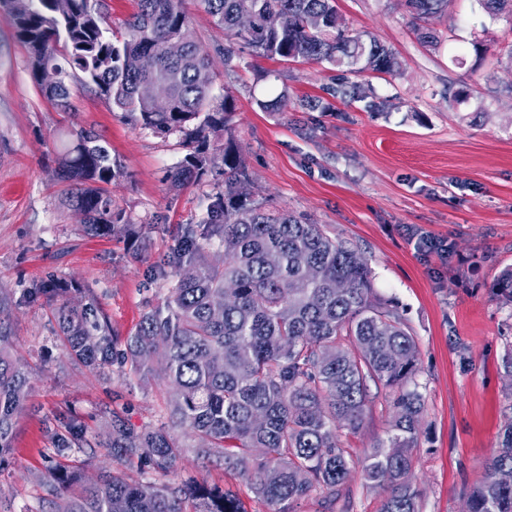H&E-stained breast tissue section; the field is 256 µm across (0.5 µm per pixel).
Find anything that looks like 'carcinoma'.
<instances>
[{"label": "carcinoma", "instance_id": "1", "mask_svg": "<svg viewBox=\"0 0 512 512\" xmlns=\"http://www.w3.org/2000/svg\"><path fill=\"white\" fill-rule=\"evenodd\" d=\"M138 10L115 31L106 0H0L27 49L41 94L62 111L72 85L91 88L141 128L189 148L168 171L174 186L198 182L224 167V190L181 238L173 271L164 274L165 301L145 313L124 341L90 301L50 279L30 288L58 304V321L72 358L100 369L116 360L134 366L171 394L170 425L187 431L197 454L222 449L224 469L239 473L268 512H295L317 489L337 493L355 469L385 492L380 512H420L411 481L413 448L421 437L424 396L415 381L418 348L392 303L374 293L366 259L330 236L321 224L256 201L244 158L232 135L231 93L215 101L214 72L184 10V0H136ZM224 36L256 58L347 67L391 74L396 57L372 36L352 35L335 0H200ZM418 39L437 45L423 19L442 13L447 0H405ZM492 18L512 17V0H482ZM288 13L292 27L271 17ZM46 66L60 73L47 88ZM164 82L171 107L156 112L154 84ZM267 112L288 111V93L257 100ZM69 144L55 157L57 176L74 187L68 206L93 236L139 242L134 220L112 204L109 186L123 177L96 132L71 126ZM218 239L224 253L205 257ZM512 304V269L493 285ZM396 389L388 438L361 462L341 448L337 428L360 427L370 385ZM32 390V374L0 325V461L13 448L18 416ZM170 425L135 430L117 412L104 438L90 443L87 427L72 419L52 433L57 454L105 448L117 463L145 461L157 472L176 468L183 444ZM75 477L57 467L45 482L49 495ZM57 512H246L239 499L189 476L180 485L132 484L119 474L85 489ZM467 512H512V418L485 476L467 500Z\"/></svg>", "mask_w": 512, "mask_h": 512}]
</instances>
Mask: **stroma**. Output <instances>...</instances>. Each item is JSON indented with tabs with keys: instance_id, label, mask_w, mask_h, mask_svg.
<instances>
[{
	"instance_id": "stroma-1",
	"label": "stroma",
	"mask_w": 512,
	"mask_h": 512,
	"mask_svg": "<svg viewBox=\"0 0 512 512\" xmlns=\"http://www.w3.org/2000/svg\"><path fill=\"white\" fill-rule=\"evenodd\" d=\"M355 33L389 46L393 74L331 70L316 64L241 53L224 63L225 38L200 0H185L192 29L216 74L215 93L235 99V138L260 199L325 225L358 249L374 272L376 293L397 306L415 336V379L425 397L422 435L413 450L412 480L421 512H466L467 495L512 418V377L502 366L512 344V305L493 290L512 267V21L491 18L480 0H448L426 20L440 38L422 43L404 0H336ZM288 91L287 111L266 112L258 100ZM307 99L318 108L304 107ZM71 113L56 109L32 78L27 51L10 16L0 12V288L10 305L0 319L33 372L11 456L0 463V512H53L80 487H44L54 455L52 431L79 417L89 437L103 413L122 412L142 429L167 423L168 394L127 365L104 370L71 359L52 314L53 299L28 290L53 276L73 282L93 301L114 334L126 338L169 291L156 274L186 225L199 223L223 180L207 176L171 186L167 172L185 148L160 138L91 89L74 90ZM97 132L125 174L111 187L115 205L137 223L142 244L90 237L65 203L71 188L53 160L71 122ZM447 243L440 260L417 247L419 237ZM389 389L370 390L358 430L338 438L362 460L388 437ZM177 467L117 466L104 450L68 451L64 463L85 480L122 469L133 483L178 485L189 475L232 490L246 512H268L248 484L206 463L183 429ZM383 494L353 472L339 495L313 491L297 512H378Z\"/></svg>"
}]
</instances>
